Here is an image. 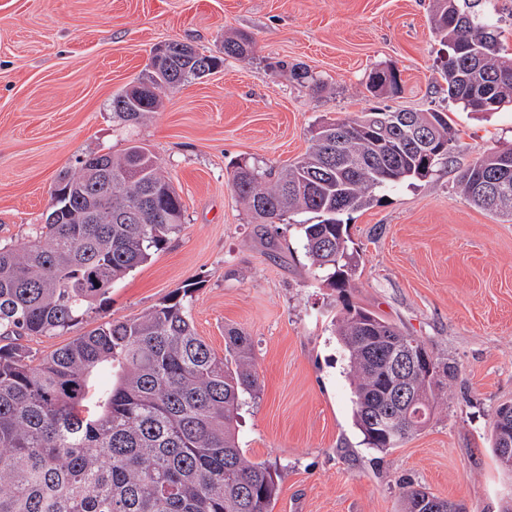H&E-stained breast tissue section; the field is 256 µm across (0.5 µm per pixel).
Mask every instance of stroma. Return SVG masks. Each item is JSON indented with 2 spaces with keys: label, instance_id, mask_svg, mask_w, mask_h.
<instances>
[{
  "label": "stroma",
  "instance_id": "obj_1",
  "mask_svg": "<svg viewBox=\"0 0 512 512\" xmlns=\"http://www.w3.org/2000/svg\"><path fill=\"white\" fill-rule=\"evenodd\" d=\"M432 0H0V244L34 240L59 173L95 152L146 145L181 197L167 246L115 283L83 324L24 344L42 358L101 322L134 319L197 283L190 313L216 353L250 336L259 392L242 410L240 446L277 469L273 512H402L413 483L468 512H502L512 476L491 448L496 408L512 402V223L470 204L456 177L512 146V105L472 113L437 71ZM245 32L254 51L224 56ZM182 42L224 57L216 72L167 91L128 124L112 99L144 72L155 47ZM321 78L295 80L292 64ZM400 76L373 96L379 67ZM378 107L443 111L457 143L447 165L381 191L346 215L360 254L346 296L322 281L299 225L256 223L231 189L233 163L281 167L303 156L312 129ZM418 338L455 366L426 426L401 447L368 448L353 422L346 356L333 319L343 301ZM367 88L377 94H395L399 91V76L389 67L375 69L368 77Z\"/></svg>",
  "mask_w": 512,
  "mask_h": 512
}]
</instances>
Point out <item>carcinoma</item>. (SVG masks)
<instances>
[{
    "mask_svg": "<svg viewBox=\"0 0 512 512\" xmlns=\"http://www.w3.org/2000/svg\"><path fill=\"white\" fill-rule=\"evenodd\" d=\"M507 18L512 7L502 0H433L431 28L448 46L440 78L448 98L473 112L512 103V53L501 27ZM253 48L244 33L224 39L228 58ZM197 57L213 69L221 64ZM197 61L175 55L147 77L154 90L127 88L113 97L112 111L138 122L162 105L165 89L198 78ZM367 88L395 94L399 76L391 67L376 69ZM386 116L372 109L321 123L307 153L288 168L275 173L244 163L229 177L261 224L315 215L317 222L304 226L307 256L342 294L359 254L340 216L371 207L378 189L427 177L456 147L448 115L437 111L413 113L432 127L437 154L430 163L400 130L379 146L360 126ZM456 185L474 206L512 218V148L478 158ZM55 186L61 197L35 240L0 247V512H271L276 472L246 457L236 433L246 397L259 390L251 338L228 331L218 356L190 317L193 285L138 318L102 322L37 364L18 344L81 323L182 224L180 196L143 144L82 158ZM335 333L350 364L356 425L370 447H400L442 400V381L416 379L420 405L409 415L386 393L390 350L371 365L367 339L403 331L347 303ZM380 416L399 420V436L375 427ZM424 495L423 487L406 484L403 512H427Z\"/></svg>",
    "mask_w": 512,
    "mask_h": 512,
    "instance_id": "cac0c4a2",
    "label": "carcinoma"
}]
</instances>
